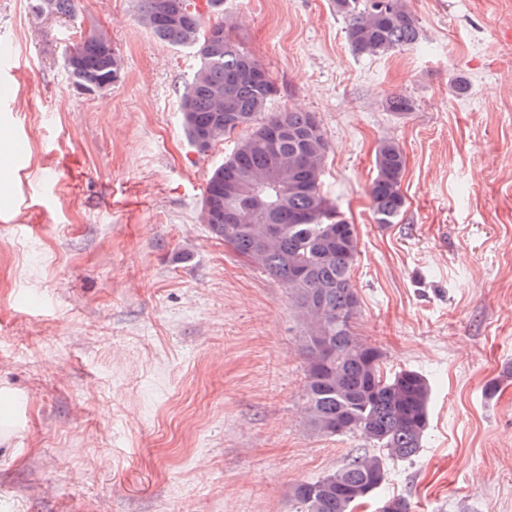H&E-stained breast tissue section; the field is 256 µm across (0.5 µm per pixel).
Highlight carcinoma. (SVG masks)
I'll use <instances>...</instances> for the list:
<instances>
[{"label":"carcinoma","mask_w":512,"mask_h":512,"mask_svg":"<svg viewBox=\"0 0 512 512\" xmlns=\"http://www.w3.org/2000/svg\"><path fill=\"white\" fill-rule=\"evenodd\" d=\"M166 0H140V20L159 40L189 47L198 58L192 77L179 90L181 121L191 145L215 144L243 131L231 153L209 173L200 214L210 235L262 267L289 290L305 333L306 414L325 436L360 432L373 451L350 458L341 468L297 484L296 512H353L386 478L389 460H411L423 447L429 423L431 387L414 369L391 376L381 372L382 350L354 331L359 300L352 280L358 253L355 225L341 219L322 189L328 141L310 112H269L277 89L262 64L230 35L228 20L206 21V12H224V0H179L183 14L168 20ZM347 20L346 39L358 55H387L415 43L420 28L406 0H331ZM33 9L75 14V0H33ZM67 77L89 90L122 70L119 52L104 32L92 31L66 47ZM385 108L413 111L405 95L389 96ZM370 185L379 224H392L405 206L401 181L406 158L391 140L374 156ZM277 170L288 189L264 182ZM244 179L259 187L262 204L239 209L224 201V183ZM277 224L276 242L260 247L257 229Z\"/></svg>","instance_id":"carcinoma-1"}]
</instances>
